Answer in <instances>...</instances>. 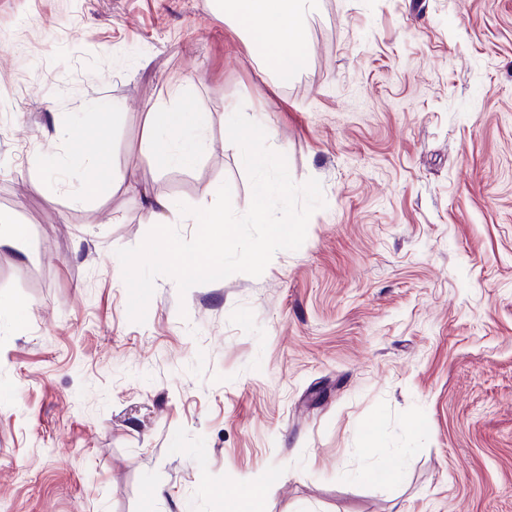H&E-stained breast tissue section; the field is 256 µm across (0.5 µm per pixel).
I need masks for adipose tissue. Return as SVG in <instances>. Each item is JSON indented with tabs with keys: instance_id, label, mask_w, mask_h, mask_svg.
<instances>
[{
	"instance_id": "adipose-tissue-1",
	"label": "adipose tissue",
	"mask_w": 512,
	"mask_h": 512,
	"mask_svg": "<svg viewBox=\"0 0 512 512\" xmlns=\"http://www.w3.org/2000/svg\"><path fill=\"white\" fill-rule=\"evenodd\" d=\"M302 0H226L224 16L236 29H259L256 48L268 70L280 82L291 81L301 69L306 47L297 22ZM209 117L184 106H154L147 112L148 154L155 169H188L194 166L204 149L203 132ZM182 205L169 197L148 200L146 213L157 229L155 246L175 271L193 265L167 237L172 217L180 215Z\"/></svg>"
}]
</instances>
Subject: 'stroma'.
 I'll use <instances>...</instances> for the list:
<instances>
[{"instance_id": "1", "label": "stroma", "mask_w": 512, "mask_h": 512, "mask_svg": "<svg viewBox=\"0 0 512 512\" xmlns=\"http://www.w3.org/2000/svg\"><path fill=\"white\" fill-rule=\"evenodd\" d=\"M275 82L214 0H0V512H512V0H306ZM210 117L189 169L145 115ZM234 105L323 208L261 276L128 317L140 189L252 195ZM111 149L96 196L82 135ZM374 430L365 442L366 430ZM394 469L383 480L379 471Z\"/></svg>"}]
</instances>
